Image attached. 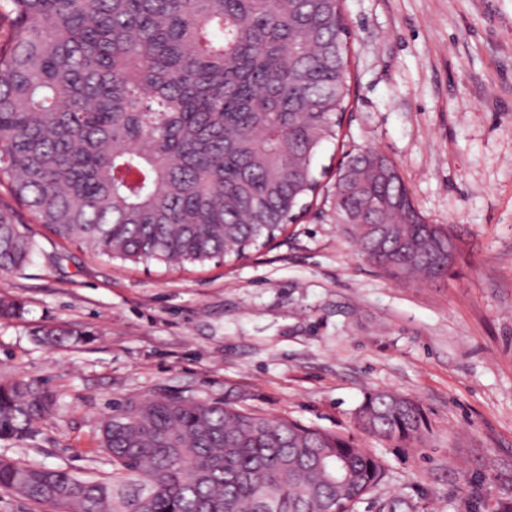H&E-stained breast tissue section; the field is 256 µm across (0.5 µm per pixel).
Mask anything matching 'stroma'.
I'll return each mask as SVG.
<instances>
[{
	"label": "stroma",
	"mask_w": 512,
	"mask_h": 512,
	"mask_svg": "<svg viewBox=\"0 0 512 512\" xmlns=\"http://www.w3.org/2000/svg\"><path fill=\"white\" fill-rule=\"evenodd\" d=\"M349 110L318 163L373 146L415 207L457 230L448 277L411 284L355 251L329 205L247 259L172 269L112 260L49 234L0 185L38 250L0 273V380L44 382L59 400L35 439L0 459L110 475L98 427L114 402L227 394L272 417L350 437L387 479L356 512L400 495L419 512H498L512 502V0H345ZM81 332L49 348L45 327ZM417 400L429 432L411 447L356 425L366 392Z\"/></svg>",
	"instance_id": "35a3bbf8"
}]
</instances>
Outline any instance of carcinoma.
<instances>
[{"mask_svg":"<svg viewBox=\"0 0 512 512\" xmlns=\"http://www.w3.org/2000/svg\"><path fill=\"white\" fill-rule=\"evenodd\" d=\"M0 179L54 237L111 259L247 257L318 196L317 158L349 97L342 0H0ZM336 223L396 278L448 276L447 224L415 208L375 148L336 172ZM36 241L0 210V271ZM55 405L36 379L0 381V439L30 440ZM364 432L411 445L420 404L366 394ZM112 475L0 459V491L62 512H354L387 478L337 433L232 395L126 399L99 424Z\"/></svg>","mask_w":512,"mask_h":512,"instance_id":"carcinoma-1","label":"carcinoma"}]
</instances>
